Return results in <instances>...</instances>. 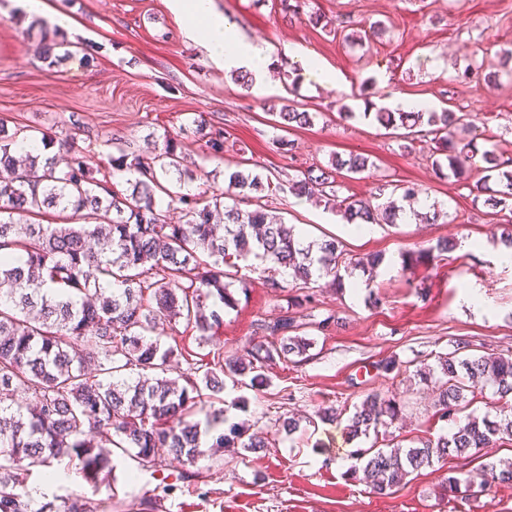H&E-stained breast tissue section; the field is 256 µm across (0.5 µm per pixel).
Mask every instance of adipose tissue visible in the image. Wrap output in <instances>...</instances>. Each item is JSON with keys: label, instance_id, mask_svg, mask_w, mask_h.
Listing matches in <instances>:
<instances>
[{"label": "adipose tissue", "instance_id": "adipose-tissue-1", "mask_svg": "<svg viewBox=\"0 0 512 512\" xmlns=\"http://www.w3.org/2000/svg\"><path fill=\"white\" fill-rule=\"evenodd\" d=\"M169 6L187 33L205 32L202 49L215 66L249 74L256 87L268 86L274 67L270 49L247 40L237 24L216 10L214 0H169Z\"/></svg>", "mask_w": 512, "mask_h": 512}]
</instances>
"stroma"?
Listing matches in <instances>:
<instances>
[{
  "label": "stroma",
  "instance_id": "obj_1",
  "mask_svg": "<svg viewBox=\"0 0 512 512\" xmlns=\"http://www.w3.org/2000/svg\"><path fill=\"white\" fill-rule=\"evenodd\" d=\"M252 41L275 50L296 44L335 68L349 91L306 84L297 71L279 75L276 88L263 92L241 86L232 74L205 56L200 36H187L168 0H48L72 25L64 36L70 55L55 66L40 60L39 30L20 0H0V119L44 130L57 139L69 132L70 113L82 116L86 130L72 146L91 169H105L110 138L119 137L134 151L163 146L176 136L187 165L209 170L208 181H182L181 190H225L228 176L246 170L287 180L310 166H329L334 156L367 157L358 174L336 178L338 198H370L384 186V200H400L398 185L414 183L432 198L438 220L375 224L351 233L338 210L285 192L270 208L307 239H336L352 266L343 282L319 280L313 309L301 311L302 336L311 347L304 359L280 363L268 372L267 387H226L225 424L206 426L208 447L198 463L203 482L179 481L182 462L162 455L158 471L128 473L134 461L115 457V496L107 512H137L140 498L168 487L163 512H512V485L493 487L477 498H441L448 474L443 463L413 473L388 496L370 494L346 473L347 454L369 447L371 438L349 439L346 425L355 405L370 394L396 398L401 413L388 428L401 445L419 437H438L448 425L436 420V385L419 373L434 367L438 355L456 340L471 349L512 351V250L500 241L499 224L512 218L505 208L487 204L477 188L483 161L468 181L459 182L432 165V145L405 142L379 124L358 119L366 103L390 92L432 104L434 111L471 113L472 130L460 132L479 149H494L512 159V0H304L299 15L283 13L280 0H214ZM326 26L310 23L312 13ZM382 22L380 34L347 40L348 30ZM93 61H86V53ZM495 74L492 88L463 78L468 64ZM289 102L315 116L311 126L276 129L270 106ZM223 126L222 159L204 161L201 143L182 128L193 119ZM292 148L281 147V140ZM453 243L447 260L403 269L402 254ZM378 254L383 262L368 279L359 259ZM253 283L236 308H222L224 326L212 349L244 355L255 321H272L285 306L291 274L257 261L242 263ZM279 288L266 287L267 279ZM379 303H371L370 292ZM338 325L316 326L328 315ZM395 369H385L387 360ZM335 407L336 420L319 419L318 409ZM299 423L291 435L276 433L280 412ZM275 432L265 448H215L232 424Z\"/></svg>",
  "mask_w": 512,
  "mask_h": 512
}]
</instances>
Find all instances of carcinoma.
<instances>
[{
  "label": "carcinoma",
  "instance_id": "cac0c4a2",
  "mask_svg": "<svg viewBox=\"0 0 512 512\" xmlns=\"http://www.w3.org/2000/svg\"><path fill=\"white\" fill-rule=\"evenodd\" d=\"M64 43L41 39L39 57L58 62ZM374 120L409 139L425 128L434 144L432 165L448 168L460 180L469 177L477 147L458 145L455 132L471 125L467 112L347 113ZM276 116L282 128L311 124L313 116L281 105ZM38 129L0 121V512H96L80 493L56 496L35 509L28 488L30 468L52 466L65 458L78 461L96 490L115 497L114 451L129 455L140 470L160 466L158 449L188 465L183 482L203 478L196 469L205 456L198 423L192 420L204 399L224 391L226 381L252 388L268 385L272 365L306 353L308 343L296 335V314L314 301L310 285L330 277L341 281L347 267L336 240L305 241L295 225L267 210L262 189L275 195L281 183L262 184L258 176L236 171L227 190L196 194L173 191L162 179L183 169L179 142L166 137L154 156L128 149L120 137L110 139L109 166L126 173L129 189H114L110 172L95 176L81 152L67 140L57 142L51 157L15 149L37 142ZM196 133L204 157L222 158L224 127L200 122ZM482 159L490 175L512 197V166L486 150ZM334 170L361 173L367 158L352 155L332 163ZM333 175L308 168L288 179L298 197L331 201ZM382 192L344 204L343 217L353 223H395L400 207L379 202ZM232 204H227L226 200ZM181 205L182 222H167L165 208ZM10 249L25 260L1 254ZM403 256L402 264H427L452 250L449 244ZM254 256L291 269L301 290L288 295L284 313L256 324L261 340L243 356L219 353L211 361L187 362L176 377L167 376V362L182 353L178 338L162 344V324L183 321L207 344L223 325L220 312L208 304L219 299L227 308L236 299L224 278L237 275L239 262ZM438 357L441 385L436 414L454 423L445 435L403 448H359L350 454L357 464L349 476L362 479L370 491L387 496L412 473L449 456L457 460L452 475L440 484L441 495L475 497L495 484L512 482V462L482 461V449L500 435L512 437V419L457 416L477 396L490 390L504 399L512 395V354L485 351ZM399 404L377 394L367 396L348 418L349 439L384 429L398 417ZM265 448L269 438L235 426L217 438L216 447Z\"/></svg>",
  "mask_w": 512,
  "mask_h": 512
}]
</instances>
